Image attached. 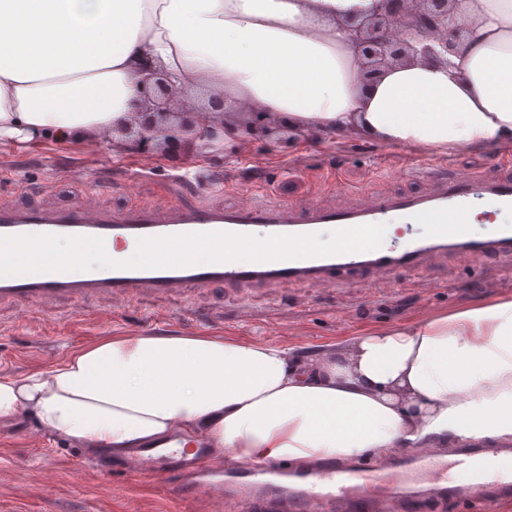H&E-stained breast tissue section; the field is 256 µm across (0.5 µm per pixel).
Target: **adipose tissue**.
<instances>
[{"label": "adipose tissue", "instance_id": "ef3b65f1", "mask_svg": "<svg viewBox=\"0 0 512 512\" xmlns=\"http://www.w3.org/2000/svg\"><path fill=\"white\" fill-rule=\"evenodd\" d=\"M379 3L0 0V143L104 140L131 119L146 65L306 132L432 150L512 143V0H469L474 34L449 66H396L366 89L343 22ZM23 415L96 455L176 428L253 462L512 438V301L306 356L215 336H106L0 378V421Z\"/></svg>", "mask_w": 512, "mask_h": 512}]
</instances>
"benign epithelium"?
Instances as JSON below:
<instances>
[{
	"instance_id": "benign-epithelium-1",
	"label": "benign epithelium",
	"mask_w": 512,
	"mask_h": 512,
	"mask_svg": "<svg viewBox=\"0 0 512 512\" xmlns=\"http://www.w3.org/2000/svg\"><path fill=\"white\" fill-rule=\"evenodd\" d=\"M465 0H382L381 9L369 17L346 21L350 46L361 62L364 83L376 81L387 69L414 62L448 64L472 37L473 29L459 23ZM182 91L163 74L145 70L143 101L133 118L116 130L124 144L151 145L165 154L174 147L199 139L221 142L227 136L241 141L266 140L290 148L295 133L271 124L268 113L249 108L245 118L230 127L224 96L209 95L207 106L182 104Z\"/></svg>"
}]
</instances>
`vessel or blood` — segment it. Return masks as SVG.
Here are the masks:
<instances>
[{
    "mask_svg": "<svg viewBox=\"0 0 512 512\" xmlns=\"http://www.w3.org/2000/svg\"><path fill=\"white\" fill-rule=\"evenodd\" d=\"M424 190L411 194L352 190L336 181V192L357 202L336 207L310 197L303 208L258 200L254 188L240 190L234 208L205 203L183 206L162 199L149 207L115 213L94 204L69 208L0 206V235L84 236L103 239L105 249L136 245L142 237L229 232L264 239L273 235L320 234L326 228L397 224V238L371 251L272 261L201 262L173 268H92L68 272L0 276V304L26 306L55 298L83 300L105 295L128 301L224 285L251 288L310 282L336 287L356 273L385 292L396 275L426 271L452 260L472 265L512 258V177L426 175ZM482 203L500 221L487 233L471 228V212ZM116 472L171 480L181 499L202 496L243 512H419L429 502L461 504L465 512H496L512 501V446L483 459L478 448H453L451 459L430 448L394 451L389 459L354 465L309 459L293 464L250 466L215 453L202 436L173 435L152 448L119 460Z\"/></svg>",
    "mask_w": 512,
    "mask_h": 512,
    "instance_id": "b4317fda",
    "label": "vessel or blood"
}]
</instances>
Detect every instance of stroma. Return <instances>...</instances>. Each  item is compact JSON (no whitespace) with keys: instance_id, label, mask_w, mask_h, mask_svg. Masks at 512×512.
<instances>
[{"instance_id":"35a3bbf8","label":"stroma","mask_w":512,"mask_h":512,"mask_svg":"<svg viewBox=\"0 0 512 512\" xmlns=\"http://www.w3.org/2000/svg\"><path fill=\"white\" fill-rule=\"evenodd\" d=\"M500 147L445 148L382 145L343 134L304 136L291 148L228 140L176 157L142 148L114 150L108 142L43 141L29 148L0 143V204L32 201L67 208L95 200L113 211L161 199L233 206L237 191L258 186L261 199L306 203L311 194L339 203L342 179L359 189L414 191L419 164L478 175L497 171ZM512 301V260L487 259L465 270L448 262L396 276L377 294L358 276L326 291L313 283L262 288H199L146 294L125 303L106 296L81 302H34L26 318L0 305V378L49 369L72 350L106 336L203 333L227 340L272 343L311 351L324 343L385 327H412L478 302ZM32 418L0 422V512H222L204 498L180 500L164 482L110 475L86 449L48 435L30 444Z\"/></svg>"}]
</instances>
